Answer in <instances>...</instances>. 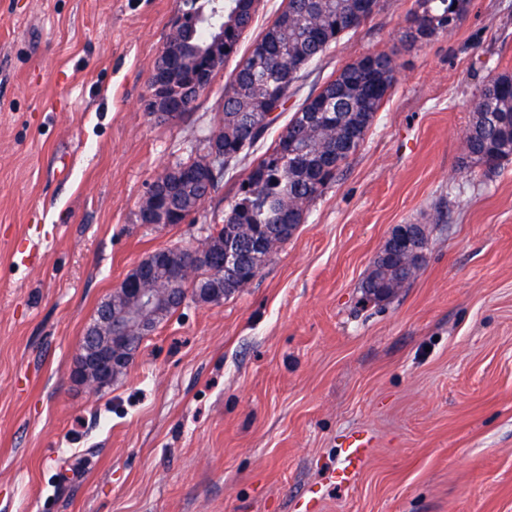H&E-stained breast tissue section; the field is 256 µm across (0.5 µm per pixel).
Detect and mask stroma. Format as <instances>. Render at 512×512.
Wrapping results in <instances>:
<instances>
[{
  "label": "stroma",
  "instance_id": "35a3bbf8",
  "mask_svg": "<svg viewBox=\"0 0 512 512\" xmlns=\"http://www.w3.org/2000/svg\"><path fill=\"white\" fill-rule=\"evenodd\" d=\"M413 2L381 0L312 64L309 88L372 53L397 77L294 235L92 392L70 371L97 307L235 201L237 169L195 220L138 218L153 176L204 150L234 66L161 122L143 100L181 0H0V512H512V160L463 151L485 78L512 72V0L416 46ZM397 224L427 225V259L363 301ZM351 433L368 455L340 483Z\"/></svg>",
  "mask_w": 512,
  "mask_h": 512
}]
</instances>
